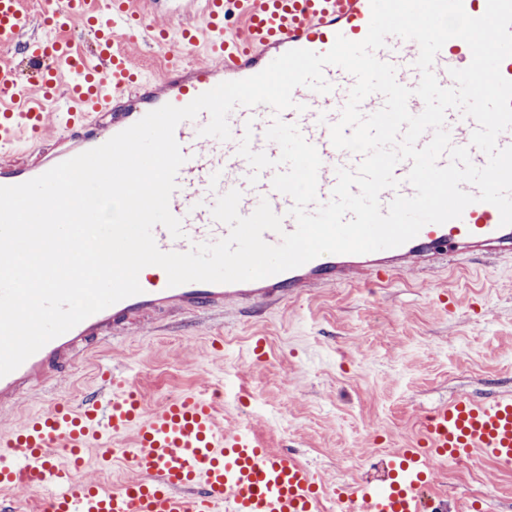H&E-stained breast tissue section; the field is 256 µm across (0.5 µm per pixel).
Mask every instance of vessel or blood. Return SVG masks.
Listing matches in <instances>:
<instances>
[{"instance_id": "obj_1", "label": "vessel or blood", "mask_w": 512, "mask_h": 512, "mask_svg": "<svg viewBox=\"0 0 512 512\" xmlns=\"http://www.w3.org/2000/svg\"><path fill=\"white\" fill-rule=\"evenodd\" d=\"M371 18L370 0H44L33 12L24 0H0V49L17 50L21 62L0 60V186L36 178L57 164L102 145L163 105L185 106L222 83L266 68L291 49L323 54L337 36L362 40ZM88 36L90 49L72 37ZM149 36L165 65L151 79L131 62L128 47ZM415 41L387 37L378 59L396 68L397 81H420ZM472 53L458 38L448 40L432 70L441 86H453L451 70L469 65ZM330 93L300 86L294 108L277 113L266 105L235 107L231 138L201 136L208 113L178 124L175 139L186 157L169 202L184 235L173 238L161 225L153 236L160 250L186 252L229 233L211 213L218 196L241 192L247 216L268 200L284 231L296 228L290 196L272 187L274 169L249 184L251 168L238 153L244 133L254 151L270 158L279 146L265 137L274 117L298 126L321 158L318 200L327 202L340 168L356 169L359 154L334 147L329 126L337 122L355 78L328 66ZM55 111H48V104ZM445 126L452 145L470 150L484 166L486 155L470 145L472 118L450 110ZM59 137L42 148L48 129ZM32 158L18 161L19 148ZM410 162L394 169L397 189L384 190L381 205L395 195L412 196ZM512 255V225L500 223L489 203L469 205L461 218L425 225L401 246L364 254H324L264 279L238 283L190 282L169 286L157 266L139 275L140 294L95 313L47 343L11 373L0 377V415L22 398L56 386L96 346L155 315H212L225 305L264 310L315 288L384 282L409 270H430L449 254ZM215 397L185 393L154 409L142 405L136 380L104 372L95 391L77 403L57 398L25 423L0 430V512H19L17 494L37 496V512H447L445 501L425 491L431 459L445 463L478 456L512 470V398L489 403L458 399L425 416L416 443L393 452L382 487L363 483L328 492L318 474L296 457L267 448L248 427L228 428L217 419ZM107 467L123 463L130 480L112 487L79 479L88 459Z\"/></svg>"}]
</instances>
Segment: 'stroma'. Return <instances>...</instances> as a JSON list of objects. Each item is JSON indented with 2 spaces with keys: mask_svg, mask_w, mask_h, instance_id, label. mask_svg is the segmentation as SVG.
I'll return each instance as SVG.
<instances>
[{
  "mask_svg": "<svg viewBox=\"0 0 512 512\" xmlns=\"http://www.w3.org/2000/svg\"><path fill=\"white\" fill-rule=\"evenodd\" d=\"M441 294L447 307L435 302ZM254 335L266 339L261 362L249 354ZM101 366L136 375L150 407L224 385V425L252 426L328 487L378 484L389 453L413 444L433 410L512 395V256L454 255L381 285L320 288L273 312L136 325L104 344L98 364L24 399L0 426L41 412L54 394L80 398ZM434 477L451 512L468 501L512 512V470L492 460L444 463Z\"/></svg>",
  "mask_w": 512,
  "mask_h": 512,
  "instance_id": "1",
  "label": "stroma"
}]
</instances>
